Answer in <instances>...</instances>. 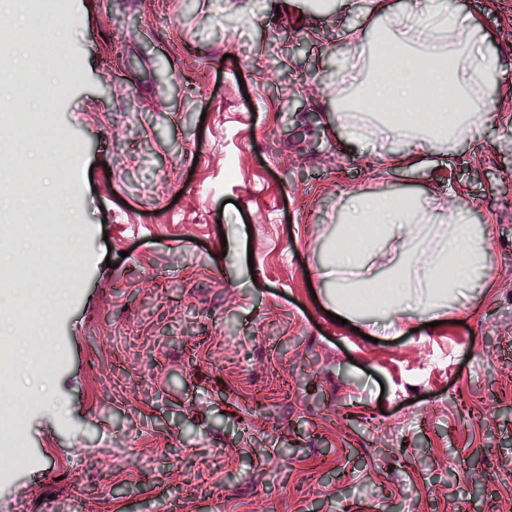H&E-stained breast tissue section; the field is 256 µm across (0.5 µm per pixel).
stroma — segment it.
Here are the masks:
<instances>
[{"label":"stroma","instance_id":"stroma-1","mask_svg":"<svg viewBox=\"0 0 512 512\" xmlns=\"http://www.w3.org/2000/svg\"><path fill=\"white\" fill-rule=\"evenodd\" d=\"M512 67V0H452ZM41 80L78 151L30 138L41 195L79 231L53 285L51 370L0 397V512H512V93L474 139L413 168L346 144L338 66L376 42L370 0H63ZM463 201L484 282L438 326L330 319L318 268L355 195ZM22 423L20 412L0 414V444L4 448H14L11 453V459L15 464H20L24 461L22 444L18 440Z\"/></svg>","mask_w":512,"mask_h":512}]
</instances>
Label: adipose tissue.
Listing matches in <instances>:
<instances>
[{"mask_svg":"<svg viewBox=\"0 0 512 512\" xmlns=\"http://www.w3.org/2000/svg\"><path fill=\"white\" fill-rule=\"evenodd\" d=\"M370 13L374 20L392 21V40L400 50L397 79L389 83L369 76L360 50L346 59L344 71L367 78V94L404 101L415 100L423 78L431 77L435 88L447 90L448 110L454 115L444 129L431 128L420 118L401 127L409 147L401 164L413 167L432 143L473 139L484 111L493 106L488 86L512 73L482 49L480 20L455 10L448 0H412L410 9L399 14L391 0H371ZM367 224L375 225V233L363 234ZM342 239L320 273L353 284V291H342L336 307L344 317L351 314L350 298L356 291L369 298L375 310L436 319L446 309V297L459 296L478 279L490 249L489 236L469 224L462 205L448 208L440 200L415 203L391 195L359 199L346 213ZM381 241L394 245L401 260L387 279L374 275L368 264Z\"/></svg>","mask_w":512,"mask_h":512,"instance_id":"adipose-tissue-1","label":"adipose tissue"}]
</instances>
